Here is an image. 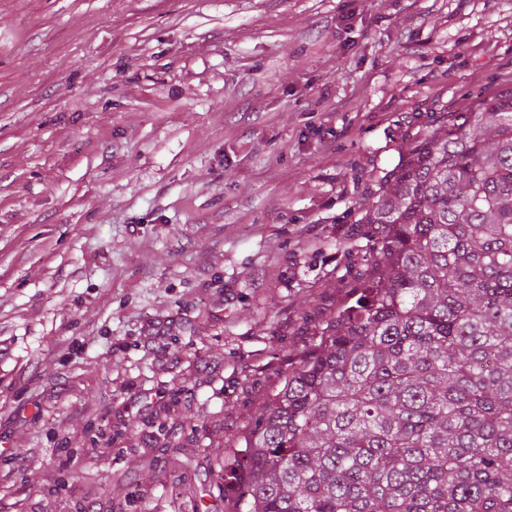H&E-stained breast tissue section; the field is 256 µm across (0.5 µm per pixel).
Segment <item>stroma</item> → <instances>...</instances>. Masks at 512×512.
I'll return each instance as SVG.
<instances>
[{"mask_svg":"<svg viewBox=\"0 0 512 512\" xmlns=\"http://www.w3.org/2000/svg\"><path fill=\"white\" fill-rule=\"evenodd\" d=\"M510 86L512 0H0V512H232L365 204Z\"/></svg>","mask_w":512,"mask_h":512,"instance_id":"stroma-1","label":"stroma"}]
</instances>
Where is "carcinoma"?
I'll use <instances>...</instances> for the list:
<instances>
[{"instance_id":"1","label":"carcinoma","mask_w":512,"mask_h":512,"mask_svg":"<svg viewBox=\"0 0 512 512\" xmlns=\"http://www.w3.org/2000/svg\"><path fill=\"white\" fill-rule=\"evenodd\" d=\"M372 257L224 460L235 512H512V87L415 139Z\"/></svg>"}]
</instances>
